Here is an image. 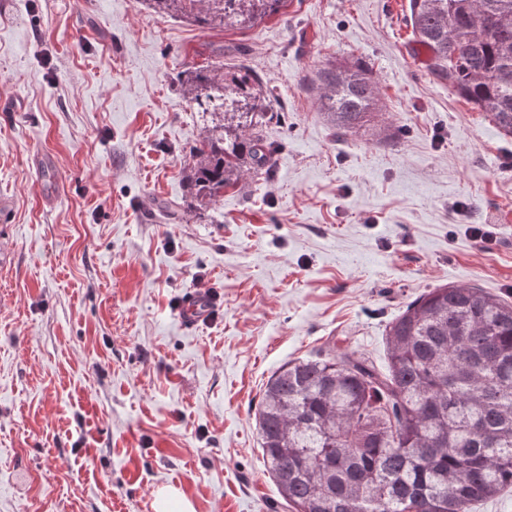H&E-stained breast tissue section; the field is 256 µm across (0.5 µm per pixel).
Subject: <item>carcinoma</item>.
Listing matches in <instances>:
<instances>
[{
    "label": "carcinoma",
    "instance_id": "obj_1",
    "mask_svg": "<svg viewBox=\"0 0 512 512\" xmlns=\"http://www.w3.org/2000/svg\"><path fill=\"white\" fill-rule=\"evenodd\" d=\"M204 28L245 27L287 0H244L238 20L187 0H148ZM429 72L512 134V0H409ZM184 92L242 99L190 150L191 182L209 199L266 173L270 95L247 67L185 72ZM312 85L336 136L373 114L377 81L363 65L327 66ZM388 374L351 354L289 363L268 380L260 447L293 512H468L512 488V302L480 288H434L386 331Z\"/></svg>",
    "mask_w": 512,
    "mask_h": 512
}]
</instances>
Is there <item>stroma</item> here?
<instances>
[{
  "label": "stroma",
  "instance_id": "obj_1",
  "mask_svg": "<svg viewBox=\"0 0 512 512\" xmlns=\"http://www.w3.org/2000/svg\"><path fill=\"white\" fill-rule=\"evenodd\" d=\"M414 47L408 0H288L224 29L145 0H0V512H153L163 487L291 512L256 420L274 372L386 369L388 322L439 286L512 298V135ZM354 61L386 141H337L310 88ZM240 65L274 93L273 168L192 199L190 149L223 117L183 73ZM193 289L217 303L188 329Z\"/></svg>",
  "mask_w": 512,
  "mask_h": 512
}]
</instances>
